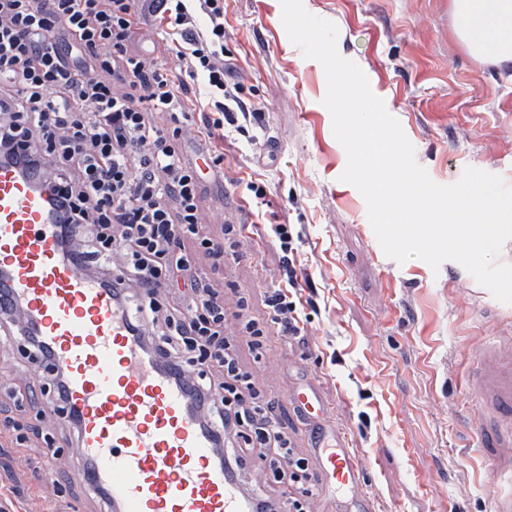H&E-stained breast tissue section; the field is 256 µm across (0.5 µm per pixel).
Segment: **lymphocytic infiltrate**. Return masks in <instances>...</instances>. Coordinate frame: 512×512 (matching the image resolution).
Returning <instances> with one entry per match:
<instances>
[{"mask_svg":"<svg viewBox=\"0 0 512 512\" xmlns=\"http://www.w3.org/2000/svg\"><path fill=\"white\" fill-rule=\"evenodd\" d=\"M146 12L181 39V79L129 52ZM223 45L224 0H0V159L50 190L63 259L105 278L108 256L122 258L112 292L148 355L176 379L196 366L191 411L205 431L238 440L239 454L216 463L257 460L282 485L258 512H310L317 485L309 461L239 362L240 344L259 357L272 335L303 338L293 232L273 225L283 283L271 288L263 318L239 296L233 337L224 333L220 271L237 257L243 227L226 224L214 236L200 218L206 181L224 177L217 140L259 112L242 97ZM196 82L205 96L194 93Z\"/></svg>","mask_w":512,"mask_h":512,"instance_id":"lymphocytic-infiltrate-1","label":"lymphocytic infiltrate"}]
</instances>
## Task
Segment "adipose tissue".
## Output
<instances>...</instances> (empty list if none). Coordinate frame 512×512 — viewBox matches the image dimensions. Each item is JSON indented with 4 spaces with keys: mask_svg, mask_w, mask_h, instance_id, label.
I'll use <instances>...</instances> for the list:
<instances>
[{
    "mask_svg": "<svg viewBox=\"0 0 512 512\" xmlns=\"http://www.w3.org/2000/svg\"><path fill=\"white\" fill-rule=\"evenodd\" d=\"M456 33L476 57L512 68V0H452Z\"/></svg>",
    "mask_w": 512,
    "mask_h": 512,
    "instance_id": "ef3b65f1",
    "label": "adipose tissue"
}]
</instances>
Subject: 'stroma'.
<instances>
[{"mask_svg":"<svg viewBox=\"0 0 512 512\" xmlns=\"http://www.w3.org/2000/svg\"><path fill=\"white\" fill-rule=\"evenodd\" d=\"M303 5L336 25L338 53L366 74L432 180L452 184L474 167L512 186V80L457 38L451 0ZM175 46L149 22L136 29L129 50H150L174 69ZM224 54L237 66L243 97L264 108L248 132L225 131L224 174H256L266 192L256 212L218 184L203 195L206 231L244 226L242 256L224 268L226 332L238 333L236 289H246L254 316L267 312V291L282 274L272 225L298 234V284L314 289L316 300L303 311V341L273 338L258 360L241 348L243 364L275 399L305 453L316 426L299 417L289 394L316 377L330 422L364 463L362 490L375 512H494L503 484L492 461L464 446L489 425L468 383L476 362L471 339L507 335L512 304L495 299L457 262L435 270L384 254L364 198L340 180L347 155L322 103L324 69L290 41L280 0H224ZM33 374L14 347L0 348V378L8 383L0 418L22 417L36 429L29 448L0 438V512H71L76 504L101 512L71 470H62L57 493L40 492L31 479L43 437L60 435L39 417L36 402L15 400Z\"/></svg>","mask_w":512,"mask_h":512,"instance_id":"stroma-1","label":"stroma"}]
</instances>
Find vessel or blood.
<instances>
[{
  "label": "vessel or blood",
  "mask_w": 512,
  "mask_h": 512,
  "mask_svg": "<svg viewBox=\"0 0 512 512\" xmlns=\"http://www.w3.org/2000/svg\"><path fill=\"white\" fill-rule=\"evenodd\" d=\"M0 281L17 304L21 325L50 349L66 376V406L74 418L84 479L113 512H249L236 481L212 457L213 438L189 412L177 385L145 353L111 288L63 259L47 193L19 167L0 161ZM471 380L484 409L498 420V444L476 453L494 457L512 485V336L477 344ZM291 401L307 420L327 419L315 382ZM319 483L354 488L362 463L342 435L317 444Z\"/></svg>",
  "instance_id": "1"
}]
</instances>
